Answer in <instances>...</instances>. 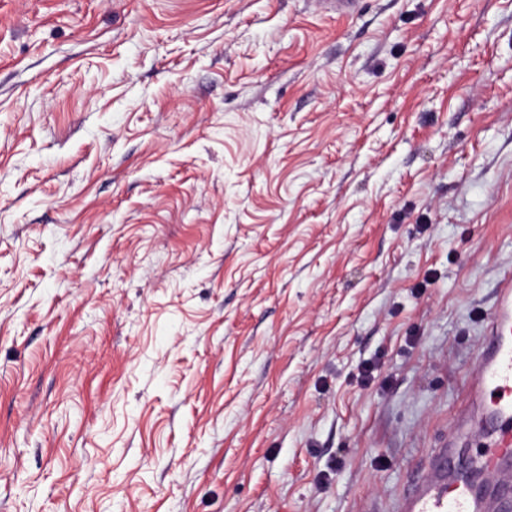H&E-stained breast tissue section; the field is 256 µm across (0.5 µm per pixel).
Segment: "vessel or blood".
<instances>
[{"label": "vessel or blood", "mask_w": 512, "mask_h": 512, "mask_svg": "<svg viewBox=\"0 0 512 512\" xmlns=\"http://www.w3.org/2000/svg\"><path fill=\"white\" fill-rule=\"evenodd\" d=\"M462 441L474 446L463 470L453 463ZM394 512H512V276L500 281L465 408Z\"/></svg>", "instance_id": "1"}]
</instances>
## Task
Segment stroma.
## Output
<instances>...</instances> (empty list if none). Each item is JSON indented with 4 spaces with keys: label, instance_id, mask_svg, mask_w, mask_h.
Wrapping results in <instances>:
<instances>
[{
    "label": "stroma",
    "instance_id": "stroma-1",
    "mask_svg": "<svg viewBox=\"0 0 512 512\" xmlns=\"http://www.w3.org/2000/svg\"><path fill=\"white\" fill-rule=\"evenodd\" d=\"M509 274L512 0H0V512H393Z\"/></svg>",
    "mask_w": 512,
    "mask_h": 512
}]
</instances>
